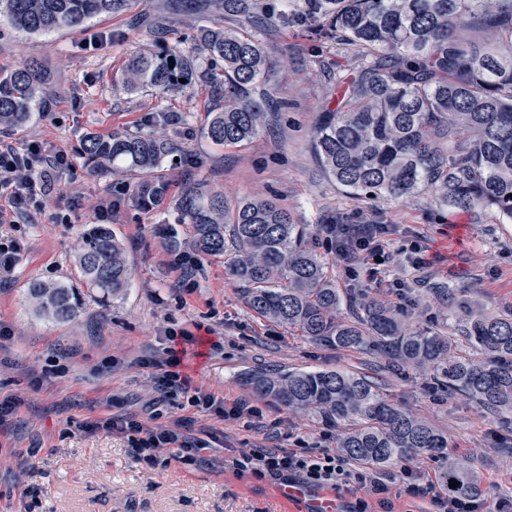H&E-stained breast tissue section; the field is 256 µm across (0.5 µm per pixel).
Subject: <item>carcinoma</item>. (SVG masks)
<instances>
[{
  "label": "carcinoma",
  "instance_id": "carcinoma-1",
  "mask_svg": "<svg viewBox=\"0 0 512 512\" xmlns=\"http://www.w3.org/2000/svg\"><path fill=\"white\" fill-rule=\"evenodd\" d=\"M133 0H0V14L28 33L76 29L89 18L127 11ZM212 17L195 52L141 53L123 73L128 92L168 93L198 82L222 94L207 137L224 146L253 138L267 122L261 99L269 64L257 35L289 23L260 0H203ZM318 41L355 47L360 61L336 74L335 108L314 129L313 148L325 171L355 201L409 198L433 191L450 213L480 211L512 221V0H299ZM251 21L255 32L226 28L224 15ZM487 32L485 48L462 32ZM174 67H169V63ZM43 64L32 61L0 75V125L19 126L51 95ZM166 133L112 132L83 144L92 168L153 173L171 152ZM180 210L204 256H228L259 316L336 349L375 351L395 370L413 367L436 385L492 413H512V316L488 315L457 303L462 336L479 354L460 353L451 336L420 329L360 288L340 292L306 243L303 224L270 198H245L233 208L202 185L183 194ZM77 262L90 287L118 294L130 282L124 248L105 224L82 235ZM38 312L73 318L80 303L61 284L34 283ZM254 389L292 411L317 413L341 428L338 448L355 460L385 467L445 454L448 436L388 402L363 373L260 372ZM458 483L456 488L449 481ZM450 496L479 486L464 457L441 473Z\"/></svg>",
  "mask_w": 512,
  "mask_h": 512
}]
</instances>
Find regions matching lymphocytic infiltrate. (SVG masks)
I'll use <instances>...</instances> for the list:
<instances>
[{
  "instance_id": "f902f5d3",
  "label": "lymphocytic infiltrate",
  "mask_w": 512,
  "mask_h": 512,
  "mask_svg": "<svg viewBox=\"0 0 512 512\" xmlns=\"http://www.w3.org/2000/svg\"><path fill=\"white\" fill-rule=\"evenodd\" d=\"M69 164L65 151L50 154L34 141L18 145L0 140V199L17 216L40 210L52 189L55 172ZM322 231L328 241L335 243L336 257L345 267L364 262L369 277H376L382 262L391 259L377 241L378 236L387 233V225L362 220L355 224H327ZM181 362L178 351L171 347L167 348L165 358L152 361L156 402L186 394L193 406L224 418L257 417V410L248 403L239 402L227 408L213 395L193 387L190 378L179 370ZM80 428L126 436L137 453L149 460L175 448L184 463L193 464L202 461L204 451L212 447L211 440L183 433L178 422L155 429L136 419L106 417L83 422ZM223 463L237 473L268 477L289 485L297 482L306 488L359 492L362 498L354 512H366L367 498L388 490L384 473L356 466L344 455L326 448H288L280 444L272 448H239L225 455ZM419 493L429 498L436 512H512V499L488 504L469 496L448 498L436 493L431 485L420 488Z\"/></svg>"
}]
</instances>
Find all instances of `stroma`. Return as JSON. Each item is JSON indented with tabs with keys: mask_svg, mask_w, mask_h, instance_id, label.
<instances>
[{
	"mask_svg": "<svg viewBox=\"0 0 512 512\" xmlns=\"http://www.w3.org/2000/svg\"><path fill=\"white\" fill-rule=\"evenodd\" d=\"M144 16L163 20L162 36L141 25ZM206 24L181 13L172 0H133L125 13L43 35L22 33L0 17V70L40 61L52 94L48 112H34L18 128L0 126V138L35 141L66 151L72 160L56 175L44 209L9 231L21 254L12 285L0 288V323L11 330L0 343V398L15 397L18 408L13 421L0 427V512H306L305 501L285 496L280 482L238 475L221 463L228 448L273 447L267 426L274 422L287 432L289 447L335 448L338 427L314 413L288 411L248 382L255 371L305 366L379 378L386 398L447 434L449 447L470 460L482 499L512 497V414L484 412L414 369L384 370L376 355L315 344L258 316L226 257H199L193 280L181 282L174 254L194 246L191 225L178 221V204L188 187L202 184L230 202L258 195L288 207L294 223L308 225L309 246L337 287L369 289L393 306L397 299L387 287L405 282V313L415 324L456 331L458 299L492 314L512 310V223L483 213L449 214L430 193L357 202L322 171L311 136L321 112L334 104L333 73L356 59L352 48L313 41L303 21L267 30L270 96L263 105L271 121L235 146L207 138L204 127L216 102L198 85L163 95L151 89L130 93L119 85L132 55L162 46L190 54ZM159 111L178 116L166 127L174 155L157 172L167 192L144 208L135 200L142 175L91 173L81 147L90 134L148 133ZM107 200L110 227L131 270L129 288L109 297L88 285L76 260L82 231L96 223L95 208ZM355 216L393 227L387 247L394 260L374 280L350 277L321 233L322 224ZM413 242L425 252L417 269L404 254ZM35 280L75 288L78 315L61 323L39 316L28 293ZM436 285L447 286V299L432 294ZM185 332L196 341L182 357L181 372L225 406L249 401L261 412V424L225 420L174 396L160 406V424L179 419L184 432L219 440L196 466L171 452L151 463L126 437L78 431L82 421L112 414L148 418L153 393L144 363L162 358L170 337ZM22 452L27 459L20 464ZM444 465L426 457L412 461L415 481L395 482L382 498H370V512H425L427 499L411 486L438 481Z\"/></svg>",
	"mask_w": 512,
	"mask_h": 512,
	"instance_id": "35a3bbf8",
	"label": "stroma"
}]
</instances>
